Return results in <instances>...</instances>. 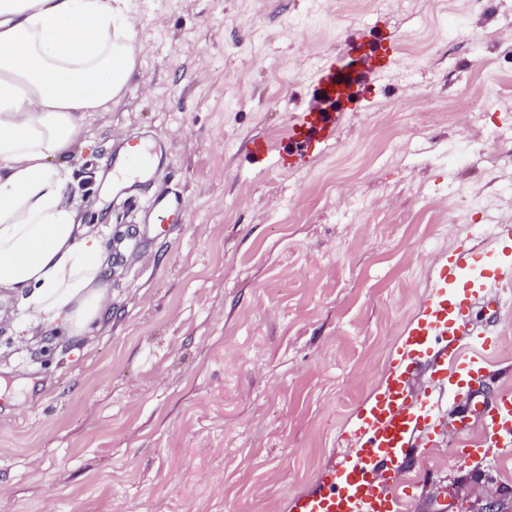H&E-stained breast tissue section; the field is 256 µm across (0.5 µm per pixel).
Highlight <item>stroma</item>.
<instances>
[{
	"label": "stroma",
	"instance_id": "1",
	"mask_svg": "<svg viewBox=\"0 0 512 512\" xmlns=\"http://www.w3.org/2000/svg\"><path fill=\"white\" fill-rule=\"evenodd\" d=\"M124 96L69 158L111 228L112 315L85 342L17 345L0 323V512H283L348 449L442 252L488 249L512 210V0H133ZM395 46L355 100L318 71L353 41ZM334 139L296 147L310 104ZM161 147L155 233L114 195L112 153ZM469 320L489 377L446 419L471 441L512 391V292ZM436 436L404 512H512V453ZM183 207L182 197L175 192L153 194L147 204L148 223L168 224L181 213Z\"/></svg>",
	"mask_w": 512,
	"mask_h": 512
}]
</instances>
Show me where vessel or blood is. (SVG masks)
<instances>
[{
    "label": "vessel or blood",
    "instance_id": "1",
    "mask_svg": "<svg viewBox=\"0 0 512 512\" xmlns=\"http://www.w3.org/2000/svg\"><path fill=\"white\" fill-rule=\"evenodd\" d=\"M336 127V117L303 112L292 131L295 137L325 142L335 138ZM125 155L126 163L112 171L113 184L147 180L153 149L138 141L127 144ZM183 207L177 193L152 195L148 221L169 223ZM491 235L494 249L479 257L471 251L451 253L432 270L429 296L401 337L389 374L352 418L351 452L326 472L321 486L295 502L293 512H401L399 478L443 413L437 392L447 391L449 403H456L461 391L482 376L481 359H462V346L488 353L496 345L495 338L472 330L464 314L465 303L497 302L500 289L512 286V224L493 225ZM425 356L432 359L429 384L416 394L410 382ZM484 429L480 447L512 450V395L498 397L486 410Z\"/></svg>",
    "mask_w": 512,
    "mask_h": 512
}]
</instances>
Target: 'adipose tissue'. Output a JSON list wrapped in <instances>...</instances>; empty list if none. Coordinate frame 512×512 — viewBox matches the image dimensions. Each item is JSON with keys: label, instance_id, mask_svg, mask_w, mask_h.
<instances>
[{"label": "adipose tissue", "instance_id": "adipose-tissue-1", "mask_svg": "<svg viewBox=\"0 0 512 512\" xmlns=\"http://www.w3.org/2000/svg\"><path fill=\"white\" fill-rule=\"evenodd\" d=\"M132 29L129 0H0V290L21 300L20 344L89 339L112 315L68 157L135 71Z\"/></svg>", "mask_w": 512, "mask_h": 512}]
</instances>
